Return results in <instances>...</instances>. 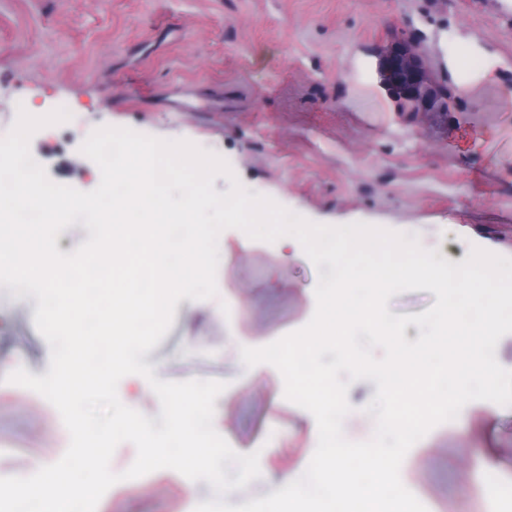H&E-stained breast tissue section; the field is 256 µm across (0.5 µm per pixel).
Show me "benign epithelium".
<instances>
[{"mask_svg": "<svg viewBox=\"0 0 512 512\" xmlns=\"http://www.w3.org/2000/svg\"><path fill=\"white\" fill-rule=\"evenodd\" d=\"M376 75L403 112H449L455 103L450 87L434 75L418 46L396 31L379 55Z\"/></svg>", "mask_w": 512, "mask_h": 512, "instance_id": "obj_1", "label": "benign epithelium"}]
</instances>
